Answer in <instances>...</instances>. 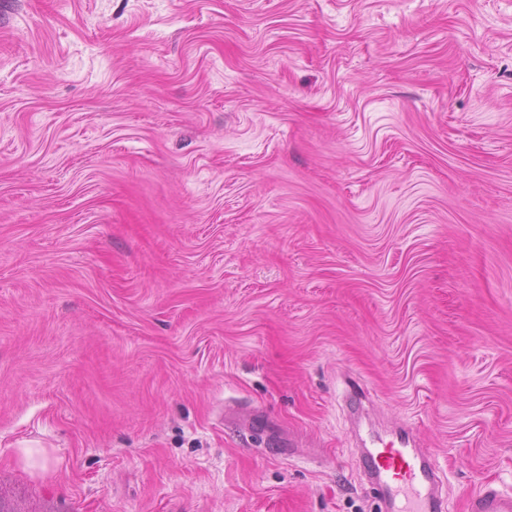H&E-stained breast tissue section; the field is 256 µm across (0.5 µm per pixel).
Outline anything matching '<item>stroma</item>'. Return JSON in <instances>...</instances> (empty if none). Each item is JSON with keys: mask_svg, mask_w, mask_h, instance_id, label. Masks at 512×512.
Here are the masks:
<instances>
[{"mask_svg": "<svg viewBox=\"0 0 512 512\" xmlns=\"http://www.w3.org/2000/svg\"><path fill=\"white\" fill-rule=\"evenodd\" d=\"M512 490V0H0V512ZM358 466L367 476L385 510L394 512H447L439 494L442 471L434 451L416 448L407 428L395 431L394 440L380 448H365ZM401 498L397 504V498Z\"/></svg>", "mask_w": 512, "mask_h": 512, "instance_id": "obj_1", "label": "stroma"}]
</instances>
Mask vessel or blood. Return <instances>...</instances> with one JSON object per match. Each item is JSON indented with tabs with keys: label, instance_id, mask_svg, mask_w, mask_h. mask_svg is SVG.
I'll return each instance as SVG.
<instances>
[{
	"label": "vessel or blood",
	"instance_id": "1",
	"mask_svg": "<svg viewBox=\"0 0 512 512\" xmlns=\"http://www.w3.org/2000/svg\"><path fill=\"white\" fill-rule=\"evenodd\" d=\"M358 466L388 512H448L438 488L439 456L416 447L409 429L397 430L388 445L364 449ZM464 512H512V492L485 485L467 496Z\"/></svg>",
	"mask_w": 512,
	"mask_h": 512
}]
</instances>
